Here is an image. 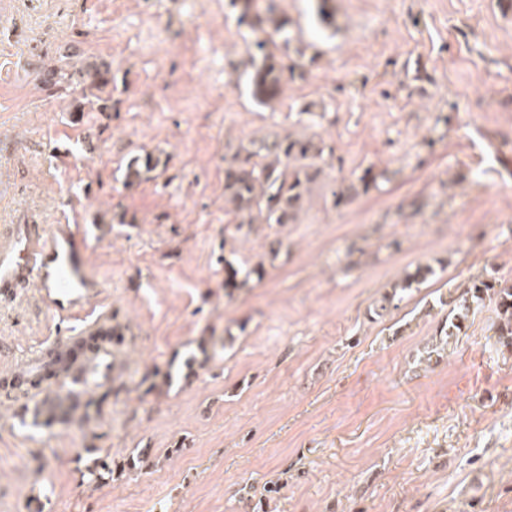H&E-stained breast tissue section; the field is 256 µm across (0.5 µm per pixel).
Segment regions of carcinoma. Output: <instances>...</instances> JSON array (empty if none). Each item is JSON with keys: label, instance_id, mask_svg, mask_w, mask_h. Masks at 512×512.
Segmentation results:
<instances>
[{"label": "carcinoma", "instance_id": "obj_1", "mask_svg": "<svg viewBox=\"0 0 512 512\" xmlns=\"http://www.w3.org/2000/svg\"><path fill=\"white\" fill-rule=\"evenodd\" d=\"M243 3L241 19L248 20L252 33L272 29V35L285 42L291 41L290 22L285 16L275 14L267 8L262 14L253 11L257 7L256 0H241ZM316 17L323 28L335 25L336 13L330 7L331 0H315ZM250 95L255 103L267 105L280 96L283 85L284 65L275 52L268 49V40L256 38L248 45ZM112 85V70L105 63H91L80 69L72 91L96 89L100 92ZM323 148L312 139H296L290 136L263 139L251 143L249 148H241L231 158L224 159V198L233 205L235 212L248 217L247 223H253L252 214L263 218L266 224H290L302 210L310 185L322 173L318 163ZM160 159L151 153L131 157L125 170V183L133 185L141 181L143 174L158 168ZM378 175L368 167L357 181L341 185L333 192L334 206L347 205L353 202L360 193L376 183ZM263 266L242 269L232 262L224 261V294L232 296L234 292L246 285L251 278L263 277ZM432 273L430 267H417L415 273L408 274L392 292L386 294L380 310H386L393 301L401 298V294L412 288V285L423 281ZM494 302L498 312L496 336L503 345H512V288L497 287L489 280L471 281L456 298L449 302L440 301L443 306L451 305L448 320L437 329L439 343L446 345L448 339L459 335L465 328L469 313L473 307L485 300ZM172 379L171 370L159 367L147 372L142 382L149 383L147 391L157 387V382H168ZM90 483H97L112 475V467L107 457L91 460L83 472Z\"/></svg>", "mask_w": 512, "mask_h": 512}]
</instances>
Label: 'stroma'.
<instances>
[{"mask_svg":"<svg viewBox=\"0 0 512 512\" xmlns=\"http://www.w3.org/2000/svg\"><path fill=\"white\" fill-rule=\"evenodd\" d=\"M273 4L294 36L277 52L306 72L260 106L231 0H0V225H84L106 284L85 321L31 290L0 300V380L87 321L118 329L87 421L34 426L0 388V512H512L494 303L425 353L442 299L512 286V0H332L331 29L312 0ZM93 62L110 109L74 113L52 73ZM288 135L333 147L322 175L293 223H239L225 156ZM146 152L159 167L126 185ZM369 167L376 185L334 207ZM228 259L266 274L225 296ZM202 341L204 366L146 392ZM142 450L150 469L83 482L94 456ZM433 271L430 267H417L415 273L407 274L406 277L398 284H395L392 288V292L386 294L380 305V310H387L389 306L397 308L398 304H393V301L397 298L401 300V294L412 288L414 283H420L423 281L428 274H432Z\"/></svg>","mask_w":512,"mask_h":512,"instance_id":"obj_1","label":"stroma"}]
</instances>
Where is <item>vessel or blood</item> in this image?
<instances>
[{
	"label": "vessel or blood",
	"mask_w": 512,
	"mask_h": 512,
	"mask_svg": "<svg viewBox=\"0 0 512 512\" xmlns=\"http://www.w3.org/2000/svg\"><path fill=\"white\" fill-rule=\"evenodd\" d=\"M88 248L77 224L1 226L0 299L32 289L60 315L85 312L104 288L88 269Z\"/></svg>",
	"instance_id": "obj_1"
}]
</instances>
